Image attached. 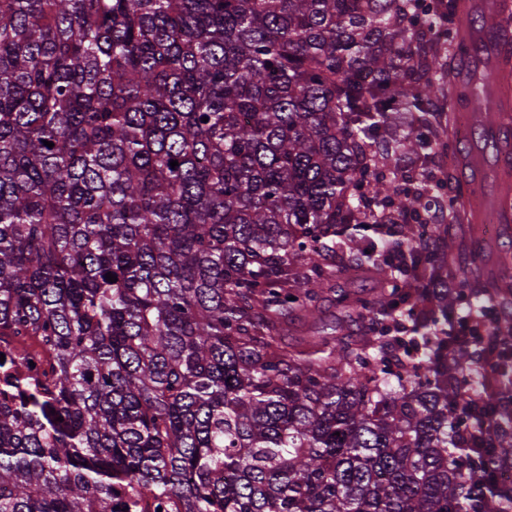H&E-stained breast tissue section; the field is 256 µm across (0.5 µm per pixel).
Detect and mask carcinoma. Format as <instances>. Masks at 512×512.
Instances as JSON below:
<instances>
[{
  "mask_svg": "<svg viewBox=\"0 0 512 512\" xmlns=\"http://www.w3.org/2000/svg\"><path fill=\"white\" fill-rule=\"evenodd\" d=\"M463 26L500 28L458 0H0V512H512V414L468 405L476 350L512 395V317L459 339L487 297L448 292L439 183L400 164L448 148L445 108L494 109L448 82ZM362 243L373 299L336 288ZM333 288L370 335L283 348ZM24 356L18 360L17 365L20 370L27 371L32 369L33 372H41L46 366L47 353L42 348L39 340L34 337H27L23 343ZM30 361L35 363V366H30Z\"/></svg>",
  "mask_w": 512,
  "mask_h": 512,
  "instance_id": "1",
  "label": "carcinoma"
}]
</instances>
